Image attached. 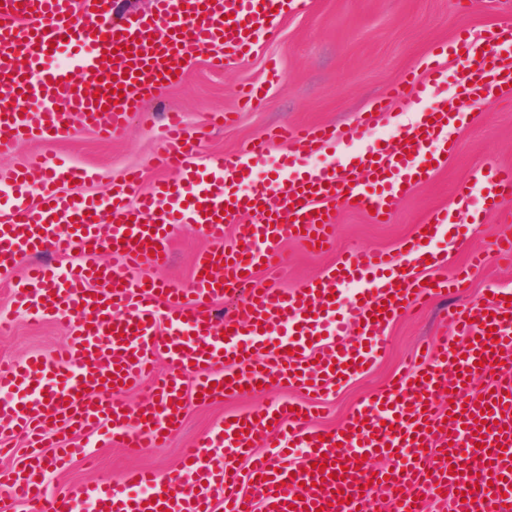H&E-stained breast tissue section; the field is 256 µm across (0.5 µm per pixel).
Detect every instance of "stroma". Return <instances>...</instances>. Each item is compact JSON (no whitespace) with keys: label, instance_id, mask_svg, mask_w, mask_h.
I'll list each match as a JSON object with an SVG mask.
<instances>
[{"label":"stroma","instance_id":"obj_1","mask_svg":"<svg viewBox=\"0 0 512 512\" xmlns=\"http://www.w3.org/2000/svg\"><path fill=\"white\" fill-rule=\"evenodd\" d=\"M506 19L512 20V7L506 0H311L307 11L280 18L281 34L276 42L260 45L237 66L216 72L203 57H193L181 83L151 100L146 112L135 115L122 136L104 139L82 130L44 144L25 141L5 162L24 168L38 156L47 164L64 159L89 170L91 179L81 190L92 196L106 193L112 180L131 168L143 172L150 185L159 178L154 168L159 149L156 125L167 111L183 112L189 129L210 126L211 132L201 147L206 156L237 155L255 138L286 125H352L359 113L370 110L406 73L421 71L434 46L451 39L458 29L478 32ZM272 60L282 73L281 83L262 100L241 107L238 88L264 82ZM410 110L406 102L393 103L370 131L337 146L332 154L311 155L287 140H277L265 165L254 169L252 176L258 180L269 178L288 160L300 168L329 162L336 153L380 147L400 126L408 124ZM220 112L233 113V122L212 126L214 115ZM450 137L458 143L456 153L439 167L431 181L415 186L398 202L388 222L377 223L363 211L344 208L335 216L334 238L324 251H310L294 239L285 241L288 263L281 277L282 287L294 289L322 276L347 249H382L397 254L401 241L414 232L417 224L438 209L453 208L456 185L477 163L512 166V92L484 105L475 117L451 130ZM471 210L481 216V223L470 224L465 216H458L449 234L431 242L432 250L448 256L447 266L437 269L436 274L446 277L467 266L473 251L486 254L487 264L471 275L464 291H448L424 308L396 318L370 370L321 396L292 387L271 386L233 400L190 402L180 429L162 446H98L91 461L77 455L61 468H48L49 492L104 478L116 481L133 467L150 468L162 477L180 474V461L187 448L220 426L225 416L263 408L278 400L308 406L314 427L339 428L364 396L415 360L423 343L446 335L449 311L485 299L499 289H512V265L496 257L498 241L512 237V200L487 212L482 195L477 192ZM168 244V264L160 269H144L143 275L187 287L194 260L208 243L197 225L177 224ZM24 270L25 265L20 262L0 274V316L12 323L11 329L0 333V359L20 360L34 353L50 352L68 331L64 320H35L15 308L10 285Z\"/></svg>","mask_w":512,"mask_h":512}]
</instances>
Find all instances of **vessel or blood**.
I'll use <instances>...</instances> for the list:
<instances>
[{
  "label": "vessel or blood",
  "instance_id": "b4317fda",
  "mask_svg": "<svg viewBox=\"0 0 512 512\" xmlns=\"http://www.w3.org/2000/svg\"><path fill=\"white\" fill-rule=\"evenodd\" d=\"M308 7L309 0H153L150 13L117 22L113 0H0V85L10 88L0 96V155L18 141L42 142L78 126L117 137L147 97L172 85L182 60L201 52L213 68H230L277 38L279 15ZM451 61L455 109L433 104L384 146L339 162L249 178L274 137L311 154L335 148L368 132L392 102L425 98ZM88 84L96 95L85 94ZM511 85L512 23L477 35L462 29L433 50L423 76L408 74L353 126L284 127L234 159L200 166L202 132L167 112L155 165L179 177L148 191L142 173L130 169L104 197L75 194L71 185L88 174L59 160L32 202L29 170L0 169V187L13 194L0 207V269L33 260L14 285V302L70 328L50 354L0 363V389L15 393L0 403V456L9 453L10 435H25L29 447L24 465L1 471L0 483L31 512H81L85 503L94 512H373L381 489L390 512H512V306L503 289L492 302L451 312V340L365 397L338 429L319 431L306 406L282 401L225 419L185 455L184 479L132 469L117 483L53 494L42 452L48 443L60 458L72 456L63 431L129 448L159 445L181 426L189 397L230 399L273 383L320 394L369 369L391 321L469 281L415 272L432 258L427 242L447 227V210L433 212L398 256L349 251L297 289L280 288L272 261L292 236L327 244L333 206L387 219L408 189L456 151L448 128ZM477 188L487 209H497L512 198V167H474L455 188L458 208H468ZM176 224L197 225L209 242L190 287L137 277L140 268L168 263ZM229 224L232 247L224 244ZM46 252L69 262L35 263ZM349 282L362 283L358 296L338 297ZM229 296L237 306L216 321L214 301ZM348 333L352 342L322 349L320 335ZM160 360L168 371L158 376ZM147 377L149 395L128 407L121 392ZM478 377L489 388L480 398L468 389ZM450 387L453 401L440 410L436 401ZM261 445L271 457L253 456ZM243 457L249 470L239 466ZM380 457L390 468L375 469Z\"/></svg>",
  "mask_w": 512,
  "mask_h": 512
}]
</instances>
